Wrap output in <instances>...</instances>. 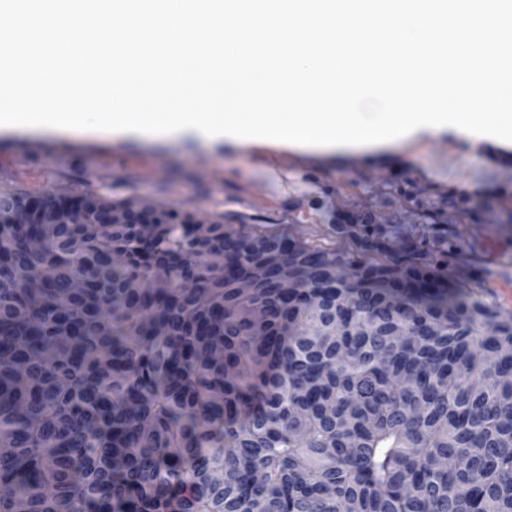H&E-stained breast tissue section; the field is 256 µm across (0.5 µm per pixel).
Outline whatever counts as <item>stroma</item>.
Here are the masks:
<instances>
[{
	"instance_id": "1",
	"label": "stroma",
	"mask_w": 512,
	"mask_h": 512,
	"mask_svg": "<svg viewBox=\"0 0 512 512\" xmlns=\"http://www.w3.org/2000/svg\"><path fill=\"white\" fill-rule=\"evenodd\" d=\"M273 143L133 136L120 132L0 126V190L31 194L94 192L147 200L205 222L257 224L303 239L386 198L397 188L469 198L476 222L461 225L458 264L478 269L483 294L512 311V144L478 146L451 134L405 145L344 151Z\"/></svg>"
}]
</instances>
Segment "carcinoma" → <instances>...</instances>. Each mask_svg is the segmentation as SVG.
Instances as JSON below:
<instances>
[{"label": "carcinoma", "mask_w": 512, "mask_h": 512, "mask_svg": "<svg viewBox=\"0 0 512 512\" xmlns=\"http://www.w3.org/2000/svg\"><path fill=\"white\" fill-rule=\"evenodd\" d=\"M163 216L0 223V512H512V313L440 208Z\"/></svg>", "instance_id": "cac0c4a2"}]
</instances>
